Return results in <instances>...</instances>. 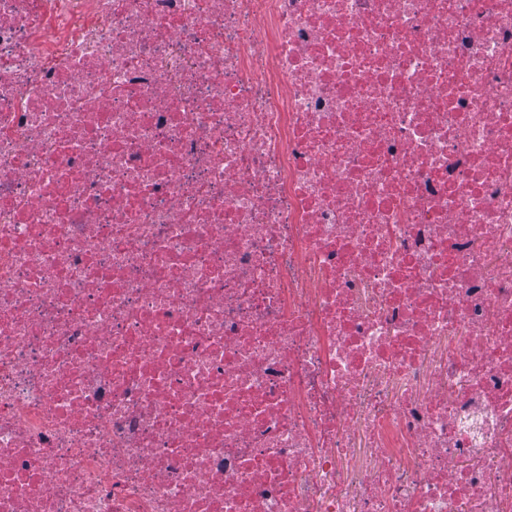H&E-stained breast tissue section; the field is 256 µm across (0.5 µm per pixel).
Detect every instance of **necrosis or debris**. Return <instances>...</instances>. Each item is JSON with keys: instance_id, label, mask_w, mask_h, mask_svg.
Segmentation results:
<instances>
[{"instance_id": "4bbe7bcc", "label": "necrosis or debris", "mask_w": 512, "mask_h": 512, "mask_svg": "<svg viewBox=\"0 0 512 512\" xmlns=\"http://www.w3.org/2000/svg\"><path fill=\"white\" fill-rule=\"evenodd\" d=\"M0 512H512V0H0Z\"/></svg>"}]
</instances>
